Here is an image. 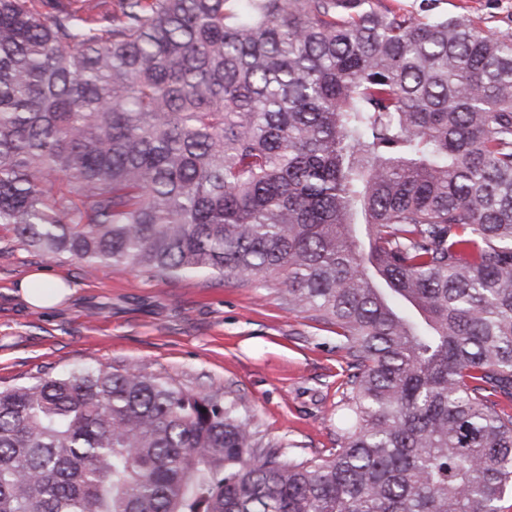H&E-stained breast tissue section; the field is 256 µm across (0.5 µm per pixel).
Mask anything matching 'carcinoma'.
<instances>
[{
	"label": "carcinoma",
	"instance_id": "carcinoma-1",
	"mask_svg": "<svg viewBox=\"0 0 512 512\" xmlns=\"http://www.w3.org/2000/svg\"><path fill=\"white\" fill-rule=\"evenodd\" d=\"M444 0H0V224L283 285L355 369L336 451L93 368L0 388V512H501L512 29Z\"/></svg>",
	"mask_w": 512,
	"mask_h": 512
}]
</instances>
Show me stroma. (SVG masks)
<instances>
[{
	"instance_id": "stroma-1",
	"label": "stroma",
	"mask_w": 512,
	"mask_h": 512,
	"mask_svg": "<svg viewBox=\"0 0 512 512\" xmlns=\"http://www.w3.org/2000/svg\"><path fill=\"white\" fill-rule=\"evenodd\" d=\"M482 32L512 27V0H446ZM45 270L71 284L61 304L35 308L19 285ZM349 358L335 327L289 311L278 286L204 276L169 279L50 259L0 227V385L109 366L236 400L263 441L301 458L337 446L336 409Z\"/></svg>"
}]
</instances>
